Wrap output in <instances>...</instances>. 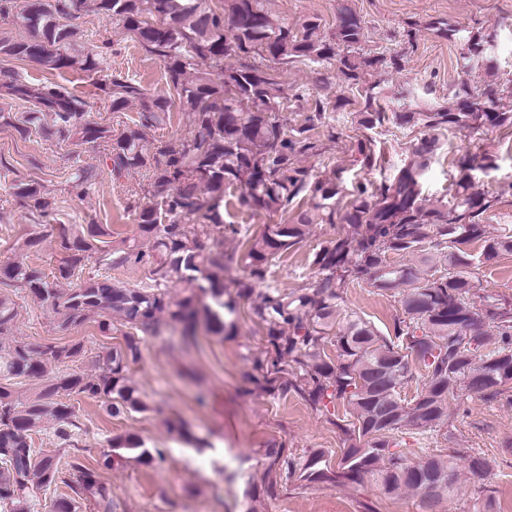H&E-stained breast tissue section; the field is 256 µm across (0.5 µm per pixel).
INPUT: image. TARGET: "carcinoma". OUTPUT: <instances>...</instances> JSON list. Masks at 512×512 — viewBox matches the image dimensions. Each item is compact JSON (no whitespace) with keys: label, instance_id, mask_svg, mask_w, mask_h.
Wrapping results in <instances>:
<instances>
[{"label":"carcinoma","instance_id":"obj_1","mask_svg":"<svg viewBox=\"0 0 512 512\" xmlns=\"http://www.w3.org/2000/svg\"><path fill=\"white\" fill-rule=\"evenodd\" d=\"M86 0H0V16H13L23 28L19 37H0V60L34 62L59 71L107 70L103 52H79L71 45L72 21L86 10ZM104 18L121 23L132 40L159 57L167 84L180 108L194 116L190 139L143 144L140 129L166 122L171 99L150 96L135 83L112 77L102 90L114 112L139 103L135 128L115 129L86 120L85 102L57 82L4 85V93L30 103L20 116L0 113V122L20 134L46 130L61 142L110 143L104 163L119 179L132 169L151 172L150 189L131 200L129 210L137 239L112 240L106 224H88L78 233L62 229L61 254L51 274L26 261L29 238L14 261L0 265V287L16 288L55 314L62 331L96 318L100 332H120L123 343L112 348L87 374L69 367L82 355L79 342L34 343L13 336L16 302L0 296V377L40 381L36 392L22 396L0 385V512H113L112 497L98 474L85 465L75 439L80 417L70 397L103 400L112 414L148 409L128 375L141 357L146 337L182 327V346L196 343L202 323L219 338L236 334L239 299L265 282L272 261L301 242L312 224H346L348 232L312 253L309 265L318 277L315 289L268 288L251 309L266 336L263 356L253 363L250 379L272 392L294 391L336 425L343 448L338 469L354 484L374 481L381 494L408 492L419 498L421 512H445L462 489V478L476 481L473 512H496L491 476L494 458L473 448L414 458L402 447V435L437 433L456 440L449 406L462 396L497 397L512 389V299L475 284V268L512 253V232L492 231L482 216L494 200L474 190V162H492L485 154L457 158L460 179L450 204H428L421 177L437 150V140H420L395 181L371 197L360 188L347 202L334 179H314L298 158L321 153L317 130L329 127V112L341 107L314 100L305 123L288 128L280 112L285 91L272 67L255 59L288 66L334 61L344 80L358 90L362 108L357 123L374 129L388 121L420 124L429 130L512 128L495 84L461 81L455 104L433 105L423 112L388 115L377 103L366 75L398 57H357L351 50L365 40L360 18L340 9L336 28L324 31L316 18L293 26L274 18L265 0H224L216 11L209 0H96ZM493 39L473 32L463 39L461 70L470 76L491 67ZM234 59L237 64L224 66ZM222 72L220 82L209 68ZM52 125L45 127L46 118ZM238 191L239 207L254 213L288 214L301 195L309 208L282 224H266L245 239L241 258L224 251L218 240L206 249L200 238L224 229V197ZM14 194L35 219L53 212V204L36 182L17 183ZM477 241L475 256L462 245ZM418 257L419 266L394 264L389 256ZM244 262L246 279L236 292L224 279L233 264ZM147 268L146 282H114L106 270ZM185 284L173 294L169 282ZM70 287L62 290L59 281ZM365 282L394 298L400 316L394 334L381 335L358 313L342 307L344 289ZM336 347V355L327 345ZM342 407L348 423L335 417ZM53 425L58 450L34 449L33 436ZM99 465L110 469L126 459L150 465L165 460L163 450L148 448L134 435L110 439ZM272 464L309 483L331 478L327 453L311 451L303 460L271 453ZM453 483H448V476ZM65 486L69 494L43 501L40 493Z\"/></svg>","mask_w":512,"mask_h":512}]
</instances>
